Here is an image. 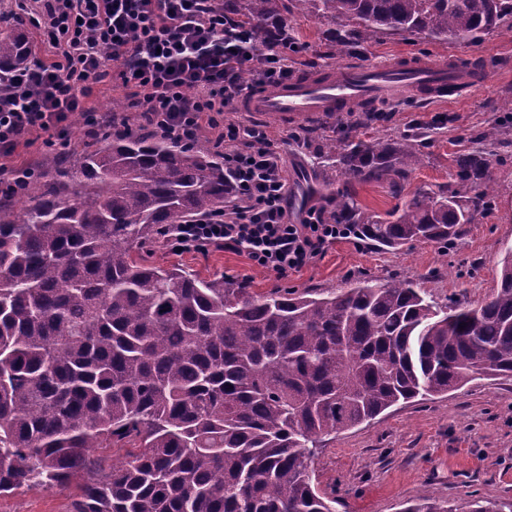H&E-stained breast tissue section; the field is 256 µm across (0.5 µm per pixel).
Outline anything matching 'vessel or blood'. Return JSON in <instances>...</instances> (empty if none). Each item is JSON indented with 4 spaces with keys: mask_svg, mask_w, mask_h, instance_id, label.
Masks as SVG:
<instances>
[{
    "mask_svg": "<svg viewBox=\"0 0 512 512\" xmlns=\"http://www.w3.org/2000/svg\"><path fill=\"white\" fill-rule=\"evenodd\" d=\"M487 69L457 60L397 59L383 66L350 62L323 73H301L281 86L254 93L241 107L264 115H335L368 101L402 95L413 100H452L461 85L485 80Z\"/></svg>",
    "mask_w": 512,
    "mask_h": 512,
    "instance_id": "obj_1",
    "label": "vessel or blood"
}]
</instances>
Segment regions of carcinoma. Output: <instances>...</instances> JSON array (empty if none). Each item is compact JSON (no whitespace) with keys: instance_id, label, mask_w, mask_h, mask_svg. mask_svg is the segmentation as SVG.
Here are the masks:
<instances>
[{"instance_id":"cac0c4a2","label":"carcinoma","mask_w":512,"mask_h":512,"mask_svg":"<svg viewBox=\"0 0 512 512\" xmlns=\"http://www.w3.org/2000/svg\"><path fill=\"white\" fill-rule=\"evenodd\" d=\"M244 22L285 12L379 33L465 41L512 19V0H246ZM33 62L0 31V74ZM340 173L399 193L414 136L325 146ZM487 153L456 160L441 192L389 218L327 180L329 224L386 247L448 244L492 207ZM224 155L112 126L35 179L0 189V494L76 484L73 512H333L313 484L321 440L399 402L512 377V248L497 288L443 312L409 282L256 296L224 277L150 264L171 224L224 212ZM135 441L120 460L94 454ZM404 512H455L425 493ZM469 512H512V500Z\"/></svg>"}]
</instances>
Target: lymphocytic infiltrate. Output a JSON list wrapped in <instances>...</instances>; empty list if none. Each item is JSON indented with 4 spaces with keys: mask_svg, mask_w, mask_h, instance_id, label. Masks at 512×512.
Listing matches in <instances>:
<instances>
[{
    "mask_svg": "<svg viewBox=\"0 0 512 512\" xmlns=\"http://www.w3.org/2000/svg\"><path fill=\"white\" fill-rule=\"evenodd\" d=\"M13 20L37 32L52 62H36L10 77L0 95V175L31 177L30 166L3 158L36 133L66 138L74 115L90 130L104 123L87 111L93 85L121 82L142 123L185 141L215 130L233 188L223 214L173 224L165 242L174 251L224 249L287 276L313 263L341 239L361 238L355 224H328L309 209L300 223L288 213V183L280 154L260 124L225 122L239 99L274 88L294 73L292 60L269 37L243 27L224 0H13ZM251 83L242 80L243 71Z\"/></svg>",
    "mask_w": 512,
    "mask_h": 512,
    "instance_id": "obj_1",
    "label": "lymphocytic infiltrate"
}]
</instances>
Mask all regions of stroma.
<instances>
[{
  "mask_svg": "<svg viewBox=\"0 0 512 512\" xmlns=\"http://www.w3.org/2000/svg\"><path fill=\"white\" fill-rule=\"evenodd\" d=\"M270 23L295 43L299 72L333 71L352 60L377 66L420 56L479 61L499 69L446 103L380 101L375 119L360 109L314 119L225 113V121L236 124L262 121L283 159L293 222H300L308 208L328 207L325 197L302 198V187L322 168L323 144L347 135L364 144L406 133L418 136L422 162L401 193L392 194L379 183L352 184L366 212L384 216L418 190L440 192L452 180L456 159L478 146L489 152L494 207L476 215L449 247L410 242L384 249L367 237L343 239L285 278L254 265L246 255L216 249L177 254L156 242L147 248L150 261L202 278L244 280L258 295L279 288L338 289L361 278L412 282L440 309L454 300L478 303L490 296L504 249L512 246V27L482 33L473 44L388 33L358 44L339 41L340 25L326 18L280 11ZM313 470L318 491L335 499V512H402L408 500L426 490L462 510L475 498H511L512 377L475 380L442 396L399 403L375 420L326 439ZM74 493L73 486L55 485L2 494L0 512H70Z\"/></svg>",
  "mask_w": 512,
  "mask_h": 512,
  "instance_id": "1",
  "label": "stroma"
}]
</instances>
